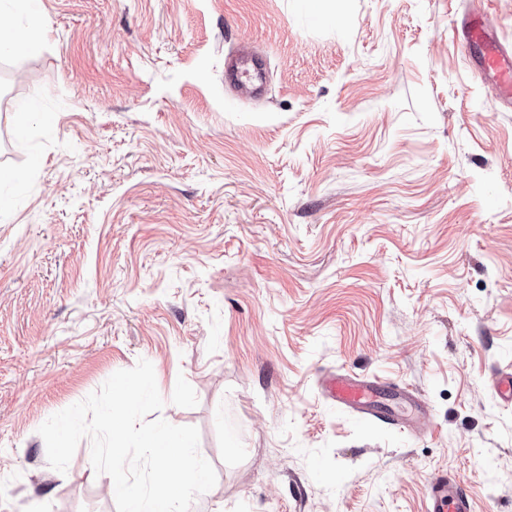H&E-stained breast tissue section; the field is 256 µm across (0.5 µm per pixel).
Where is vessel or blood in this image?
<instances>
[{
  "mask_svg": "<svg viewBox=\"0 0 512 512\" xmlns=\"http://www.w3.org/2000/svg\"><path fill=\"white\" fill-rule=\"evenodd\" d=\"M473 11L466 25L465 39L469 45L481 48V73L494 75L502 88L501 99L512 109V46L502 43L492 34L482 4H475ZM225 76L240 98L252 99L259 94L263 85V65L244 46L228 62ZM322 390L329 402L354 412L359 419L404 427L421 435L431 434L435 430L433 417L428 410H420L414 419L405 420L384 405L381 396L387 389L379 380L336 372L323 377ZM426 512H474L473 501L462 480L440 471L430 480Z\"/></svg>",
  "mask_w": 512,
  "mask_h": 512,
  "instance_id": "b4317fda",
  "label": "vessel or blood"
}]
</instances>
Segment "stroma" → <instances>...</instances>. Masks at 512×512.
I'll use <instances>...</instances> for the list:
<instances>
[{
    "instance_id": "stroma-1",
    "label": "stroma",
    "mask_w": 512,
    "mask_h": 512,
    "mask_svg": "<svg viewBox=\"0 0 512 512\" xmlns=\"http://www.w3.org/2000/svg\"><path fill=\"white\" fill-rule=\"evenodd\" d=\"M38 7L0 19V512H117L90 439L61 473L38 429L142 358L217 475L189 512H423L444 469L512 512V111L470 0ZM243 44L256 101L224 84ZM339 369L417 391L434 434L328 403Z\"/></svg>"
}]
</instances>
